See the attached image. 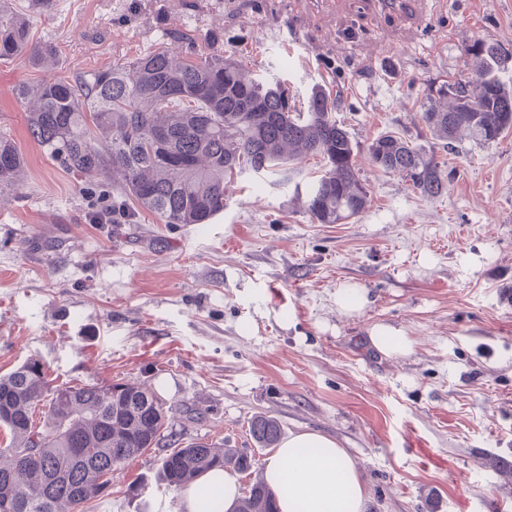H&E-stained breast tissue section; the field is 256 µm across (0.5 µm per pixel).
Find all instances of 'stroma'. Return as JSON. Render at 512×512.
<instances>
[{"label": "stroma", "instance_id": "stroma-1", "mask_svg": "<svg viewBox=\"0 0 512 512\" xmlns=\"http://www.w3.org/2000/svg\"><path fill=\"white\" fill-rule=\"evenodd\" d=\"M6 4L58 54L0 63V131L27 161L20 189L0 193V374L36 358L61 384H146L190 441L253 448L258 414L285 436L323 433L359 470L366 512H512V134L438 152L452 179L435 198L369 152L385 132L433 149L428 86L467 76L466 45L512 46V0H413L401 15L369 0ZM176 37L337 100L367 209L311 221L300 192L325 164L307 155L281 186L240 174L207 224L144 211L90 223L111 188H88L32 140L16 89ZM347 291L356 308L339 304ZM383 327L392 347L374 336ZM185 402L203 413L189 429ZM253 450L243 486L272 455ZM158 468L151 451L115 471L90 512H184Z\"/></svg>", "mask_w": 512, "mask_h": 512}]
</instances>
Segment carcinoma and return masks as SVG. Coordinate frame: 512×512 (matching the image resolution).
<instances>
[{
  "label": "carcinoma",
  "mask_w": 512,
  "mask_h": 512,
  "mask_svg": "<svg viewBox=\"0 0 512 512\" xmlns=\"http://www.w3.org/2000/svg\"><path fill=\"white\" fill-rule=\"evenodd\" d=\"M57 52L52 43H32L25 20L0 4L1 62L26 57L39 64ZM464 54L472 77L442 83L423 103L422 121L448 153L462 131L482 145L512 132V87L503 80L512 53L480 41ZM18 98L28 106L32 139L68 171L98 184L120 175L112 209L126 219L143 209L165 224H206L224 211L234 173H276L303 154L327 166L305 191L313 220L335 224L367 207L355 144L332 116L336 101L313 88L306 111L297 112L286 84L249 78L222 56L182 58L166 46L74 79L25 85ZM369 152L425 197L447 189L449 174L435 154L400 136L380 135ZM25 167L0 131V192L17 185ZM165 405L137 383L56 384L36 358L1 374L0 426L10 440L0 448V504L24 496L29 512H88L106 495L112 472L156 448L165 449L159 476L176 489L216 467H253L245 448L177 443L165 433ZM249 433L257 447L273 448L281 430L273 417L258 415ZM31 449L37 458L26 454ZM219 500L215 488H201L199 512H217ZM231 512H277L275 493L259 479Z\"/></svg>",
  "instance_id": "cac0c4a2"
}]
</instances>
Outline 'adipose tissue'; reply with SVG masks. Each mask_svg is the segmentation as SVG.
Segmentation results:
<instances>
[{
  "label": "adipose tissue",
  "instance_id": "obj_1",
  "mask_svg": "<svg viewBox=\"0 0 512 512\" xmlns=\"http://www.w3.org/2000/svg\"><path fill=\"white\" fill-rule=\"evenodd\" d=\"M280 512H365L367 491L347 451L315 431L292 434L263 469Z\"/></svg>",
  "mask_w": 512,
  "mask_h": 512
}]
</instances>
